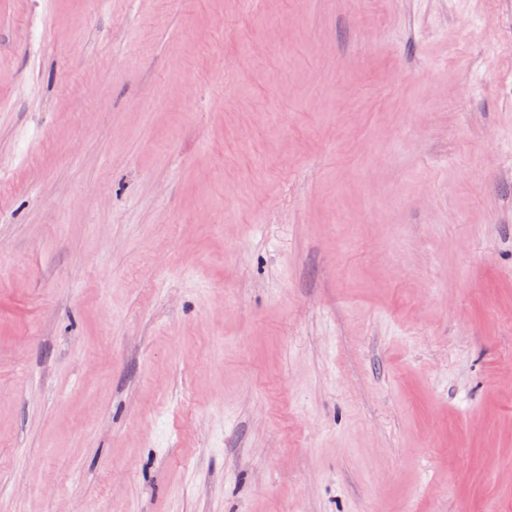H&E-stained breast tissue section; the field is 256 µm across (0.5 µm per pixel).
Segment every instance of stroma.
I'll return each instance as SVG.
<instances>
[{"mask_svg": "<svg viewBox=\"0 0 512 512\" xmlns=\"http://www.w3.org/2000/svg\"><path fill=\"white\" fill-rule=\"evenodd\" d=\"M0 512H512V0H0Z\"/></svg>", "mask_w": 512, "mask_h": 512, "instance_id": "35a3bbf8", "label": "stroma"}]
</instances>
